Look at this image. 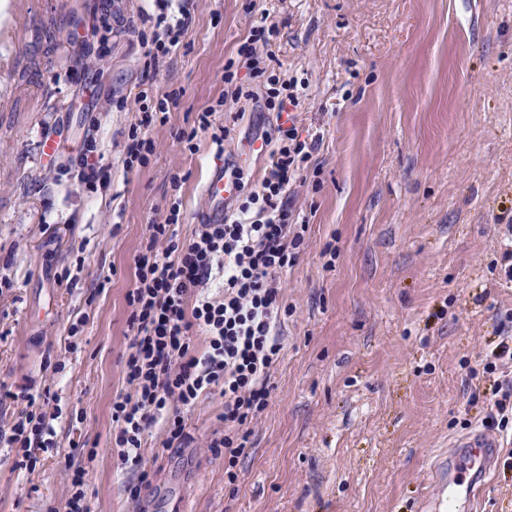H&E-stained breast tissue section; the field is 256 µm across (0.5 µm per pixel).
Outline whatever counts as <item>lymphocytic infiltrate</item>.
I'll return each mask as SVG.
<instances>
[{"label": "lymphocytic infiltrate", "instance_id": "1", "mask_svg": "<svg viewBox=\"0 0 512 512\" xmlns=\"http://www.w3.org/2000/svg\"><path fill=\"white\" fill-rule=\"evenodd\" d=\"M156 4L162 29L146 51L153 62L178 47L189 26L188 14L168 17L172 0ZM278 35V23L260 22L238 50L255 86L239 84L236 71L224 70L234 97L262 99L264 109L278 116L263 137L270 149L263 178L254 185L237 171L240 194L225 207L223 223L199 225L188 238L170 230L182 218L179 205H172L163 223L149 225L135 259L123 360L130 391L112 402V445L135 473L128 486L134 497L150 483L142 448L152 427H160L165 447H184L189 413L202 396L219 391L224 434L210 446L233 464L245 452L250 423L272 399L283 349L277 328L293 312L282 276L296 263L307 230L292 196L320 142L319 135L302 136L297 126L303 87L270 71L265 61ZM216 282L222 295L210 293ZM54 421V415L26 408L0 429V446L17 451L13 469H32L36 450L57 447Z\"/></svg>", "mask_w": 512, "mask_h": 512}]
</instances>
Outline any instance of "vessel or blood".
Returning <instances> with one entry per match:
<instances>
[{
	"label": "vessel or blood",
	"mask_w": 512,
	"mask_h": 512,
	"mask_svg": "<svg viewBox=\"0 0 512 512\" xmlns=\"http://www.w3.org/2000/svg\"><path fill=\"white\" fill-rule=\"evenodd\" d=\"M203 192L207 207L198 223H223L224 205L237 193L231 168L214 167ZM498 446L497 437L483 429L456 439L448 453V465L438 477L436 494L425 505L427 512H477Z\"/></svg>",
	"instance_id": "obj_1"
}]
</instances>
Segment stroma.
I'll return each mask as SVG.
<instances>
[{
	"label": "stroma",
	"mask_w": 512,
	"mask_h": 512,
	"mask_svg": "<svg viewBox=\"0 0 512 512\" xmlns=\"http://www.w3.org/2000/svg\"><path fill=\"white\" fill-rule=\"evenodd\" d=\"M0 25V427L26 394L51 390L59 446L34 470L0 447V512H50L81 465L93 512H422L451 443L483 428L485 401L512 380L487 371L512 334L504 226L512 221V0H189L182 43L157 63L153 0H10ZM278 23L276 71L305 81L302 134H320L295 190L308 229L286 276L294 312L272 401L235 466L209 443L224 400L201 398L186 447L152 431L139 498L112 447L123 377L127 294L150 224L172 202L187 238L208 171L260 180L268 155L246 143L276 122L258 100L224 98V67L261 18ZM156 150L125 169L140 117ZM224 101L223 145L176 135ZM244 117L232 121L231 115ZM55 136L41 154L39 141ZM107 181L70 168L89 141ZM80 323L70 335L72 323ZM94 460H87V452ZM235 479H228L227 469ZM480 512H512V439L503 438Z\"/></svg>",
	"instance_id": "obj_1"
}]
</instances>
